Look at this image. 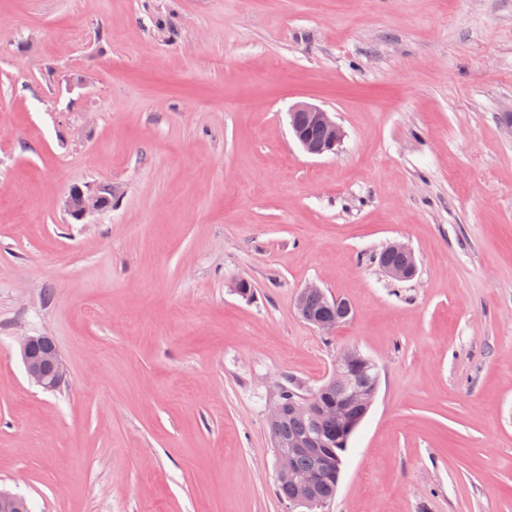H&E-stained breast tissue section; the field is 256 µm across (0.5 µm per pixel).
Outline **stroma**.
Listing matches in <instances>:
<instances>
[{
	"label": "stroma",
	"instance_id": "obj_1",
	"mask_svg": "<svg viewBox=\"0 0 512 512\" xmlns=\"http://www.w3.org/2000/svg\"><path fill=\"white\" fill-rule=\"evenodd\" d=\"M299 102L334 153L293 138ZM75 186L112 201L73 220ZM311 283L352 308L332 333ZM350 347L380 382L322 512H512V0H0L1 489L289 512L275 383ZM288 115L294 136L308 154L323 155L335 151L344 137V131L335 118L318 105L297 103ZM306 126L319 129L320 136L316 139L307 137L304 133ZM317 129H311V135L317 136ZM390 246L388 245L382 252H380L378 256V264L381 267H384L387 265V267L384 268V272L387 274V276L392 278H407L413 275L415 267L412 264L409 267H402V268H391L390 266H402L405 265V259L395 252H391L389 250ZM391 278V279H392ZM394 281H405L408 279H392ZM308 292H319L321 294H306ZM306 294V295H304ZM325 293L316 284L306 286L300 293L304 295L297 304L299 316L309 324H313L316 328L324 333H331L338 326V321L342 318L343 312L349 308V304L344 300L328 301ZM336 322L320 323V322ZM20 354L27 378L32 384L53 391L63 382L65 363L49 337H25L20 344Z\"/></svg>",
	"mask_w": 512,
	"mask_h": 512
}]
</instances>
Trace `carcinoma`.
I'll return each instance as SVG.
<instances>
[{"label":"carcinoma","instance_id":"cac0c4a2","mask_svg":"<svg viewBox=\"0 0 512 512\" xmlns=\"http://www.w3.org/2000/svg\"><path fill=\"white\" fill-rule=\"evenodd\" d=\"M347 308L346 301H329L321 294H306L297 304L299 316L309 324L339 320ZM378 384L377 369L369 358L354 350L336 382L325 388L318 398L319 406L341 411V418H323L316 412L297 411L267 424L275 450L289 447L300 437L309 436L319 442L317 453L295 456L297 470L317 473V497L330 500L335 495L337 458L346 453L352 434L364 418L363 402L370 392L378 389Z\"/></svg>","mask_w":512,"mask_h":512}]
</instances>
